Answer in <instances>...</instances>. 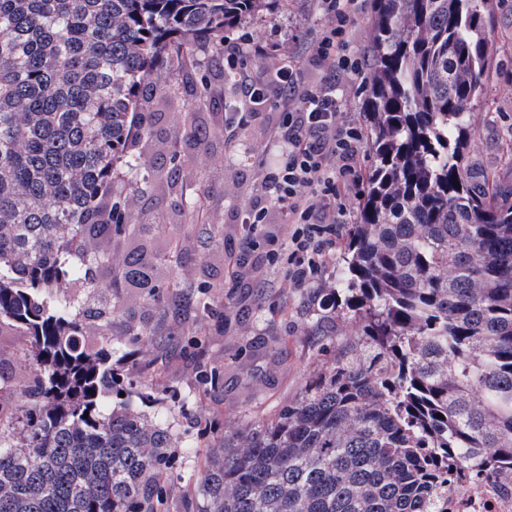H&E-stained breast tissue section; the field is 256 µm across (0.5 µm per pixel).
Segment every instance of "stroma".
<instances>
[{"label":"stroma","mask_w":512,"mask_h":512,"mask_svg":"<svg viewBox=\"0 0 512 512\" xmlns=\"http://www.w3.org/2000/svg\"><path fill=\"white\" fill-rule=\"evenodd\" d=\"M319 22L313 0H288L275 12L248 18L246 26L268 43L306 46ZM494 54L505 70L490 75L487 102L474 109L476 167L512 185V7L496 12ZM175 95L160 106L142 161L165 167L173 154L191 153L194 170L181 178L186 191L154 185L131 201L145 223L149 248L162 250L161 286L153 296L109 288L99 276L96 299L118 307L108 341L113 356L131 354L125 383L152 385V396L135 401L148 418L165 416L173 434L167 472L171 512H184V499L199 480L205 454L222 446L226 434L267 423L295 399L305 383L334 357L340 321L319 305L311 288H292L266 264L263 250L253 261L262 278L237 288L227 276L226 254L239 249L233 216L249 199L253 173L245 153L260 149L264 120H256L236 140L224 137V98L231 90L216 71L203 109L197 140L182 137L184 114L195 85L187 70L167 75ZM177 253H165L169 242Z\"/></svg>","instance_id":"stroma-1"}]
</instances>
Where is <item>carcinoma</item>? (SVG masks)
<instances>
[{
    "label": "carcinoma",
    "instance_id": "obj_1",
    "mask_svg": "<svg viewBox=\"0 0 512 512\" xmlns=\"http://www.w3.org/2000/svg\"><path fill=\"white\" fill-rule=\"evenodd\" d=\"M282 0H0V512H168L169 427L131 402L103 348L116 306L71 288L140 286L129 144L187 64L207 85L224 33ZM499 0H373L364 86L372 167L330 306L336 354L267 424L224 438L198 512H448V474L512 493V189L469 163L497 68ZM459 186H454L453 181ZM20 395L14 405L5 394ZM442 414L443 418L436 417ZM1 349L3 354L9 357L15 364H28V342L20 333H16L13 336H3Z\"/></svg>",
    "mask_w": 512,
    "mask_h": 512
}]
</instances>
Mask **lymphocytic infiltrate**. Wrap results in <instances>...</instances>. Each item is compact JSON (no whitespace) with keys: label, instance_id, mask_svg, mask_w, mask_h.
Masks as SVG:
<instances>
[{"label":"lymphocytic infiltrate","instance_id":"lymphocytic-infiltrate-1","mask_svg":"<svg viewBox=\"0 0 512 512\" xmlns=\"http://www.w3.org/2000/svg\"><path fill=\"white\" fill-rule=\"evenodd\" d=\"M322 18L307 56L272 52L245 32L224 42V77L236 89L224 106V134L235 138L251 119L266 120L264 154L255 158L247 205L235 214L243 242H263L266 259L281 266L293 287L308 288L336 250V209L358 190L362 134L346 115L345 89L363 81L362 60L351 47L357 0H317ZM314 82L301 80L302 71ZM276 103L277 111L259 109Z\"/></svg>","mask_w":512,"mask_h":512}]
</instances>
